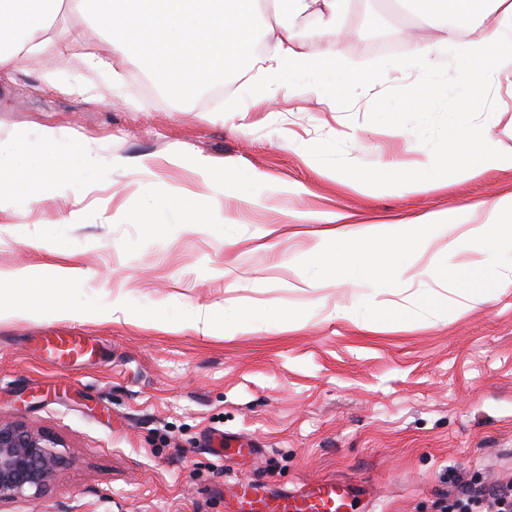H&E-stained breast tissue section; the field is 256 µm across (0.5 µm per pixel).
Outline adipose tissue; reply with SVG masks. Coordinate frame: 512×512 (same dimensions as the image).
<instances>
[{"mask_svg":"<svg viewBox=\"0 0 512 512\" xmlns=\"http://www.w3.org/2000/svg\"><path fill=\"white\" fill-rule=\"evenodd\" d=\"M413 2L416 24L438 30L433 41L416 42L412 64L421 71L437 67L448 44L470 64L458 77L459 96L477 106L480 87L474 73L486 71L490 47L500 49V63L512 61V0H398ZM343 0H272L279 16L275 46L257 55L263 15L259 0H0V69L15 68L47 53L56 44L53 26L66 10L79 12L111 43L114 55L138 63L153 75L178 67L193 71L213 67L224 75L240 72L259 59L269 78L288 72L323 80L336 93L353 75L343 64L340 41L334 40ZM316 16L332 42L315 57L305 51L295 32L296 19ZM472 30L458 40L459 30ZM43 154L29 155L23 136L1 147L19 165L0 167V210L19 191L40 203L55 185L81 187L105 179L86 148H73L61 132H41ZM477 206L451 208L391 224H373L360 232L327 230L311 253L320 277L350 288H395L399 277L413 266V255L428 250L435 236L446 235L430 275L454 281L464 290H493L486 271L506 256L512 257V195L495 200L482 223H475ZM478 253L473 262L450 263V256ZM84 278L81 269L66 266L23 267L0 272V320L21 317L43 308L66 316L70 310L62 293Z\"/></svg>","mask_w":512,"mask_h":512,"instance_id":"adipose-tissue-1","label":"adipose tissue"}]
</instances>
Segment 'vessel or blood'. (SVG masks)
Here are the masks:
<instances>
[{
	"instance_id": "obj_1",
	"label": "vessel or blood",
	"mask_w": 512,
	"mask_h": 512,
	"mask_svg": "<svg viewBox=\"0 0 512 512\" xmlns=\"http://www.w3.org/2000/svg\"><path fill=\"white\" fill-rule=\"evenodd\" d=\"M35 343L51 361L90 360L100 355L96 342L85 336L76 325L61 329L52 336L36 337ZM348 493L346 485L324 481L304 494L288 492L271 504L245 499L241 501L240 507L242 512H343Z\"/></svg>"
}]
</instances>
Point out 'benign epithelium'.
<instances>
[{"label": "benign epithelium", "instance_id": "7a95c632", "mask_svg": "<svg viewBox=\"0 0 512 512\" xmlns=\"http://www.w3.org/2000/svg\"><path fill=\"white\" fill-rule=\"evenodd\" d=\"M61 460L49 434L0 420V505L46 490Z\"/></svg>", "mask_w": 512, "mask_h": 512}]
</instances>
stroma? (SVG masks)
I'll return each mask as SVG.
<instances>
[{
  "instance_id": "stroma-1",
  "label": "stroma",
  "mask_w": 512,
  "mask_h": 512,
  "mask_svg": "<svg viewBox=\"0 0 512 512\" xmlns=\"http://www.w3.org/2000/svg\"><path fill=\"white\" fill-rule=\"evenodd\" d=\"M411 23L386 0H346L345 62L384 79L333 99L285 74L257 101L255 62L213 101L144 85L134 62L90 69L53 53L0 72L1 138L23 135L37 154L53 127L100 166L131 162L111 183L63 185L38 205L19 194L0 210V271L85 273L63 297L72 317L43 309L0 321V419L50 433L66 458L49 492L0 512H238L229 477L281 492L362 486L348 512H453L463 492L512 482V261L490 270L505 286L485 295L423 275L427 253L396 289L306 287L319 217L346 215L357 232L512 194V166L409 194L358 188L310 155L334 138L358 164L431 163L427 146L368 120L377 97L419 78L403 65ZM491 98L484 132L512 154L511 68L493 73ZM241 173L269 186L260 202L251 184L225 189ZM181 195L199 223L173 208ZM228 234L237 245L225 246ZM429 293L447 308L421 306ZM116 294L133 318L105 320ZM374 301L402 307L407 323L373 321L364 308ZM201 307L214 314L205 331L191 326ZM242 309L258 320L226 331L225 313ZM72 323L103 360L46 361L34 337ZM215 433L253 439L260 453L216 454Z\"/></svg>"
}]
</instances>
